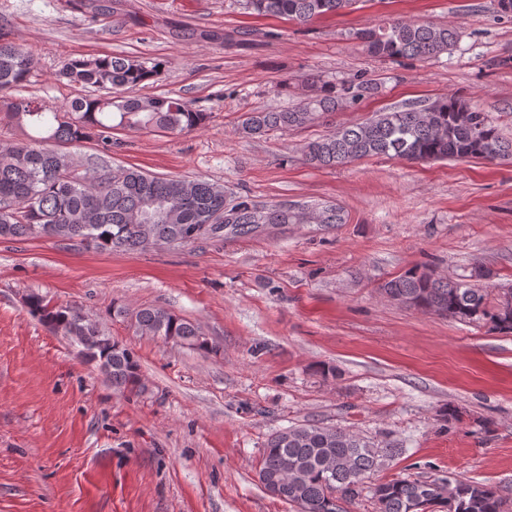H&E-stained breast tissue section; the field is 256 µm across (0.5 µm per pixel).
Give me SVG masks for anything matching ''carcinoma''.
<instances>
[{
  "label": "carcinoma",
  "instance_id": "carcinoma-1",
  "mask_svg": "<svg viewBox=\"0 0 512 512\" xmlns=\"http://www.w3.org/2000/svg\"><path fill=\"white\" fill-rule=\"evenodd\" d=\"M263 16L286 17L298 24L338 14L358 0H244ZM373 57L429 59L447 52L458 29L434 23L394 19L377 29L352 33ZM31 59L24 48L0 33V93L27 81ZM149 59L91 56L70 59L60 76L83 94L59 110L31 99H0V120L14 123L22 137L0 149V242L34 238L66 241L77 249L134 252L151 239L163 244L183 230L213 222L228 225L234 237H249L267 224H341L342 215L322 207L305 212L281 205L259 206L248 200L224 203V188L201 179L158 177L138 168L94 170L72 175L73 158L59 150L93 140L112 150V130L130 127L182 134L203 125L208 113L180 98L135 94L158 75ZM377 84L361 79L351 92L312 76L292 109L248 112L242 133L255 138L314 123L321 115L372 95ZM119 115L112 123L113 114ZM308 164L335 167L371 156L410 162L512 158V141L502 136L488 113L468 100L451 96L412 102L377 112L364 122L344 126L306 142ZM490 277L482 266L463 278L442 277L427 268H409L379 287L388 299L423 313L491 331L512 333V288L490 296L480 281ZM31 314L80 347V354L102 366L114 390H144L135 354L115 341L76 306L57 305L39 293L26 295ZM136 327L176 345L213 352L199 328L161 307L135 314ZM400 448L340 428L315 423L291 427L266 441L258 477L263 488L297 512H346L365 483ZM377 512H504L496 487L448 474L434 479H394L371 486Z\"/></svg>",
  "mask_w": 512,
  "mask_h": 512
}]
</instances>
